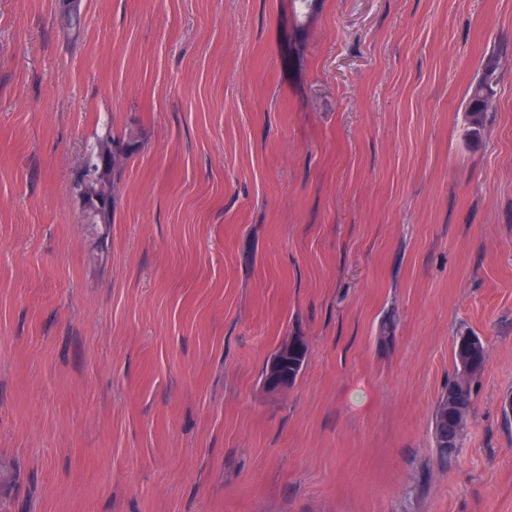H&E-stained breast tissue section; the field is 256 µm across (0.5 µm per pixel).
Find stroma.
<instances>
[{"label": "stroma", "instance_id": "stroma-1", "mask_svg": "<svg viewBox=\"0 0 512 512\" xmlns=\"http://www.w3.org/2000/svg\"><path fill=\"white\" fill-rule=\"evenodd\" d=\"M83 11L0 0V512H512V0ZM461 331L488 362L444 460ZM112 143L101 153L96 175L91 184H85L82 189V208L89 214H94L105 200L112 194V146L113 158L116 157L113 169V178L119 182L125 162L136 153L140 147V136L135 131L123 139L114 140L110 137L99 139L91 147L86 164L80 174V184L86 180L90 171V163L96 158L99 150L105 144ZM475 351V353H474ZM484 353H487V348L484 340L472 332H460L453 341V355H454V371L451 378L448 380V386L445 393L438 401L433 413V429L436 447L442 457H451L455 448L458 447V442L462 438L463 428H459L448 406V395L453 390V385L459 375L460 368L463 366L464 361H468L473 357L477 361L476 369L471 370V378L469 380L470 391L461 398L462 405L471 412L473 404V385L475 381L483 373L486 361ZM448 439L451 441V446L448 447ZM308 346L307 343L301 338L300 345L288 351V356H285L282 363V373L288 376L290 385H293L299 375L301 374L307 360Z\"/></svg>", "mask_w": 512, "mask_h": 512}]
</instances>
